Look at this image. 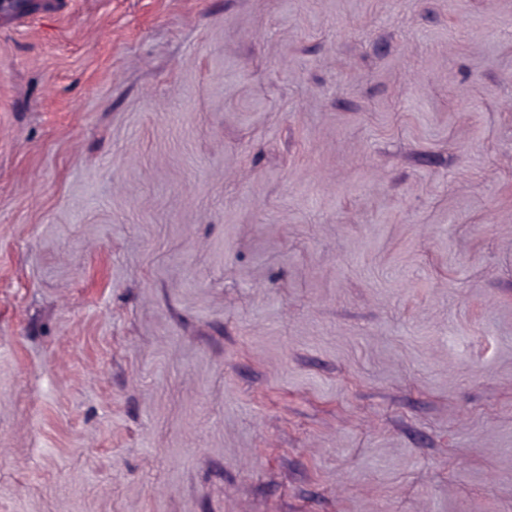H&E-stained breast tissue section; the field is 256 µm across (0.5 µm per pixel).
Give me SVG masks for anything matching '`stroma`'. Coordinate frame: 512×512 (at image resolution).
Segmentation results:
<instances>
[{"label": "stroma", "mask_w": 512, "mask_h": 512, "mask_svg": "<svg viewBox=\"0 0 512 512\" xmlns=\"http://www.w3.org/2000/svg\"><path fill=\"white\" fill-rule=\"evenodd\" d=\"M0 512H512V0L0 23Z\"/></svg>", "instance_id": "stroma-1"}]
</instances>
